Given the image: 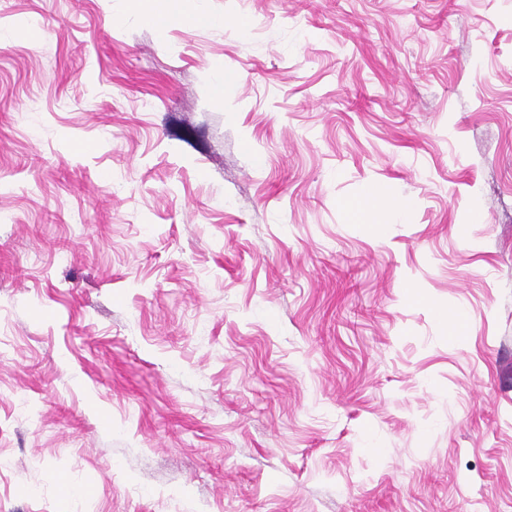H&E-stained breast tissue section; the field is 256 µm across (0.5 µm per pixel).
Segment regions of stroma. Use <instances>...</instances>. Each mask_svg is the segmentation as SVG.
I'll use <instances>...</instances> for the list:
<instances>
[{"label":"stroma","instance_id":"obj_1","mask_svg":"<svg viewBox=\"0 0 512 512\" xmlns=\"http://www.w3.org/2000/svg\"><path fill=\"white\" fill-rule=\"evenodd\" d=\"M194 6L0 0V512H512V0ZM390 197H387L385 190L377 186L357 203V209L362 214H379L393 209Z\"/></svg>","mask_w":512,"mask_h":512}]
</instances>
